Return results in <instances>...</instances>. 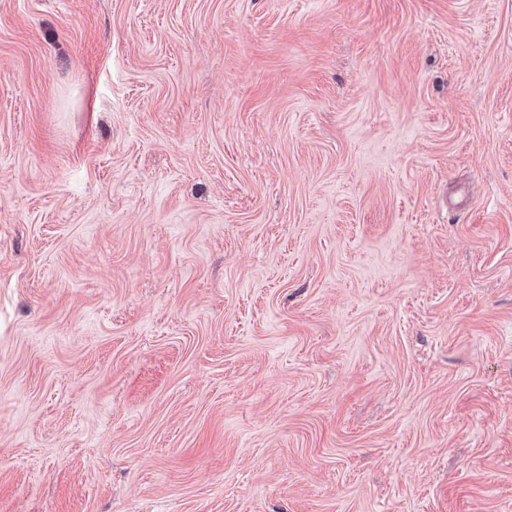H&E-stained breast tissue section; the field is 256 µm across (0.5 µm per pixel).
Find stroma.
Masks as SVG:
<instances>
[{
  "label": "stroma",
  "mask_w": 512,
  "mask_h": 512,
  "mask_svg": "<svg viewBox=\"0 0 512 512\" xmlns=\"http://www.w3.org/2000/svg\"><path fill=\"white\" fill-rule=\"evenodd\" d=\"M0 512H512V0H0Z\"/></svg>",
  "instance_id": "1"
}]
</instances>
